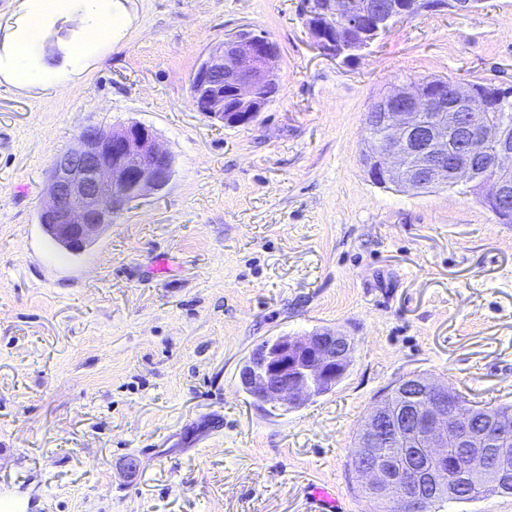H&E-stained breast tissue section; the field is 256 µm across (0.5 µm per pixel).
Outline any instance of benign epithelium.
<instances>
[{
    "label": "benign epithelium",
    "mask_w": 512,
    "mask_h": 512,
    "mask_svg": "<svg viewBox=\"0 0 512 512\" xmlns=\"http://www.w3.org/2000/svg\"><path fill=\"white\" fill-rule=\"evenodd\" d=\"M307 29L325 54L338 58L350 49L343 39L326 38L325 28H354L362 17L386 29L413 12L425 10L424 0H302ZM279 46L250 29L228 34L213 47L194 74L191 90L197 111L230 126L251 123L279 89L275 67ZM497 100L506 110L512 88H480L448 83L433 95L415 84L390 87L367 113V129H378L387 145L363 140L362 161L369 176L400 191L451 190L464 186L479 194L492 212H512V122L493 117L494 107L481 109L471 101ZM493 151L495 174L488 176L483 158ZM174 174V159L152 128L128 125L86 126L77 146L58 155L49 173L47 197L39 223L67 250L90 243L112 217L144 196L165 188ZM350 337L331 330L306 336H281L253 354L240 374L263 402L288 406L336 385L349 365ZM397 408L377 402L357 438L354 471L362 487L382 495L408 489L410 512H427L430 497L459 495L470 469L490 466L495 489L512 494V456L501 451L512 424L494 416L475 418L474 407L462 409L456 391L424 379L400 382ZM420 437L424 451L395 463L385 457L392 438ZM458 451L447 453L448 440Z\"/></svg>",
    "instance_id": "1"
}]
</instances>
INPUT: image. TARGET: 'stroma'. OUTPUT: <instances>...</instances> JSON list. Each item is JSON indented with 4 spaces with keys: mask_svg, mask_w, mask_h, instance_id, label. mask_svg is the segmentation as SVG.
I'll return each mask as SVG.
<instances>
[{
    "mask_svg": "<svg viewBox=\"0 0 512 512\" xmlns=\"http://www.w3.org/2000/svg\"><path fill=\"white\" fill-rule=\"evenodd\" d=\"M247 26L277 42L280 91L223 126L191 80ZM433 77L512 86V0L421 13L351 60L315 47L301 0H64L41 27L0 0V501L308 512L314 483L378 512L347 463L383 390L420 374L512 403V224L361 161L371 105ZM129 122L157 132L172 180L81 252L56 247L38 221L53 160L84 126ZM323 328L354 342L340 382L254 403L252 348Z\"/></svg>",
    "mask_w": 512,
    "mask_h": 512,
    "instance_id": "1",
    "label": "stroma"
}]
</instances>
